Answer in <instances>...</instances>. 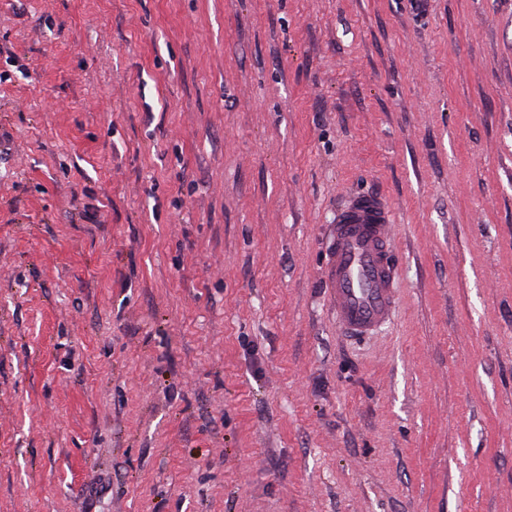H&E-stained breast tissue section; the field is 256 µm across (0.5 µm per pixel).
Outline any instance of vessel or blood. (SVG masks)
<instances>
[{
    "label": "vessel or blood",
    "mask_w": 512,
    "mask_h": 512,
    "mask_svg": "<svg viewBox=\"0 0 512 512\" xmlns=\"http://www.w3.org/2000/svg\"><path fill=\"white\" fill-rule=\"evenodd\" d=\"M391 223L384 199L368 192L351 196L336 216L327 285L336 318L348 333H371L397 306Z\"/></svg>",
    "instance_id": "1"
}]
</instances>
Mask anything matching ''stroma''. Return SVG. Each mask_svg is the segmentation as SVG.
Returning <instances> with one entry per match:
<instances>
[{
    "label": "stroma",
    "instance_id": "1",
    "mask_svg": "<svg viewBox=\"0 0 512 512\" xmlns=\"http://www.w3.org/2000/svg\"><path fill=\"white\" fill-rule=\"evenodd\" d=\"M0 512H512V0H0ZM384 201L356 193L336 215L327 264L330 304L345 331L365 335L388 322L397 307L389 228Z\"/></svg>",
    "mask_w": 512,
    "mask_h": 512
}]
</instances>
